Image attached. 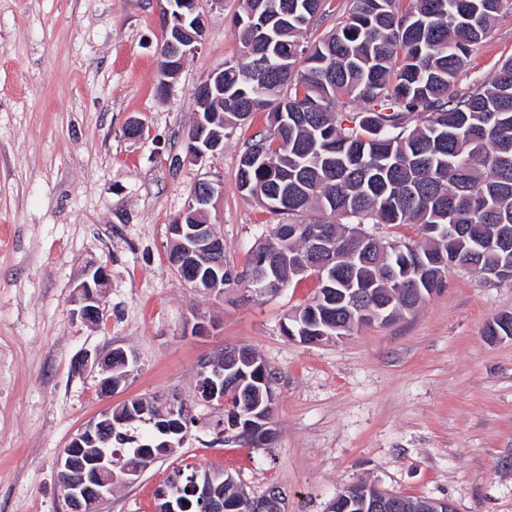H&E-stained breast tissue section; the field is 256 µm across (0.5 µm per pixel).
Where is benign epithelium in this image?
I'll return each mask as SVG.
<instances>
[{
	"instance_id": "7a95c632",
	"label": "benign epithelium",
	"mask_w": 512,
	"mask_h": 512,
	"mask_svg": "<svg viewBox=\"0 0 512 512\" xmlns=\"http://www.w3.org/2000/svg\"><path fill=\"white\" fill-rule=\"evenodd\" d=\"M169 7L162 9L160 25L161 40L169 43L168 56L176 58L180 54H189L198 50L202 43L206 26L204 14L200 11L199 0H167ZM194 16L192 29L180 28L182 36L179 41L167 39L172 24L184 23L186 18ZM224 134H219L217 140L206 138L203 134L189 131L186 141L192 143L187 155L193 160H201L209 154H214L220 148ZM208 189L188 198L185 211L175 217L170 224V233L176 238L181 260L194 268L193 286L202 288L209 293H224V265L217 259V247L208 224H185V212L193 210L205 213L218 193L212 182H207ZM309 252L307 261L319 267L325 276L332 280L336 278V250L330 247L331 239L322 229L308 237ZM275 261L264 259L258 265L255 278L254 292L265 295L277 292L271 287L272 273ZM107 280V270L97 268L89 277L76 287L75 305L78 309L73 315L82 321L92 323L100 320L102 315L101 290ZM118 360L122 367L129 365V355L123 349H113L102 358L95 359V364L101 366L105 377L100 382L103 395L110 396L117 385L112 382V362ZM254 363V359L244 354L243 348L235 347L224 350L215 360H206L201 364L199 375L201 382L197 388L198 397L205 402L216 399L223 400L224 381L234 378L240 370L239 362ZM130 408V402H125L115 409H106L89 420L72 437L64 449L59 461V482L64 491L65 502L70 512H97L99 506L112 492V486L118 482L130 483L136 480L156 455L143 458V463L137 466H127L116 471L112 457L104 451L112 440V428L125 423L123 410ZM221 485L220 476L209 471H197L193 481L189 483L191 495L200 499V504L211 509L219 508L218 489ZM276 507L283 512L288 510L284 493L277 487L270 488L262 499H238L232 506L234 512H267L270 507Z\"/></svg>"
}]
</instances>
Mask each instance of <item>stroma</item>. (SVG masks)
<instances>
[{
  "label": "stroma",
  "mask_w": 512,
  "mask_h": 512,
  "mask_svg": "<svg viewBox=\"0 0 512 512\" xmlns=\"http://www.w3.org/2000/svg\"><path fill=\"white\" fill-rule=\"evenodd\" d=\"M223 2L200 0L205 41L161 94V0H0V512H66L58 460L71 436L108 407L172 395L187 405L182 447L115 485L100 512H154L157 489L185 464L231 472L256 499L279 487L288 512H327L360 482L456 512H512V337L486 334L512 313V280L454 268L414 312L305 345L282 325L312 301L317 276L273 296L244 281L216 296L171 268L169 226L198 179L221 188L210 222L235 270L288 221L238 187L266 113L225 130L223 151L184 156L194 88L241 56L243 2ZM510 58L504 12L457 87ZM134 121L137 138L125 133ZM99 266L102 318L73 320L75 287ZM201 320L209 335H193ZM237 345L276 373L265 448L218 436L223 404L197 397L202 361ZM115 348L136 361L104 397L98 368L80 360Z\"/></svg>",
  "instance_id": "obj_1"
}]
</instances>
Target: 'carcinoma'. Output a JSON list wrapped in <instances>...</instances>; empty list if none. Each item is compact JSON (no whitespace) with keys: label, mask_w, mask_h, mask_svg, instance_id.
I'll list each match as a JSON object with an SVG mask.
<instances>
[{"label":"carcinoma","mask_w":512,"mask_h":512,"mask_svg":"<svg viewBox=\"0 0 512 512\" xmlns=\"http://www.w3.org/2000/svg\"><path fill=\"white\" fill-rule=\"evenodd\" d=\"M265 2L266 11L252 14L245 0L237 18L244 57L224 64V89L209 109L224 113L226 127L267 113V129L240 159L238 186L269 212L288 214L299 232L285 246L274 227L245 271L224 267V284L251 280L262 250L280 257L283 286L314 273L296 256L307 231L321 227L332 229L342 261L336 280L319 281L313 300L288 316L296 335L329 325L333 336L350 335L354 285L371 287V300L393 321L441 287L451 268L512 279V59L491 79L455 88L469 47L495 16L512 11V0H351L346 18L311 45L301 32L322 0ZM342 98L367 106L351 127L336 111ZM315 209L320 218L294 220ZM363 224L417 225L428 244L386 245ZM450 224L461 230L448 235ZM239 377L242 386L224 400L226 417L262 409L273 372L244 364ZM157 411L134 410L150 427L146 436L113 432L110 451L124 464L160 443ZM193 473L177 467L166 484L178 512H206L187 494ZM375 495L363 483L338 509L387 512L374 506Z\"/></svg>","instance_id":"1"}]
</instances>
